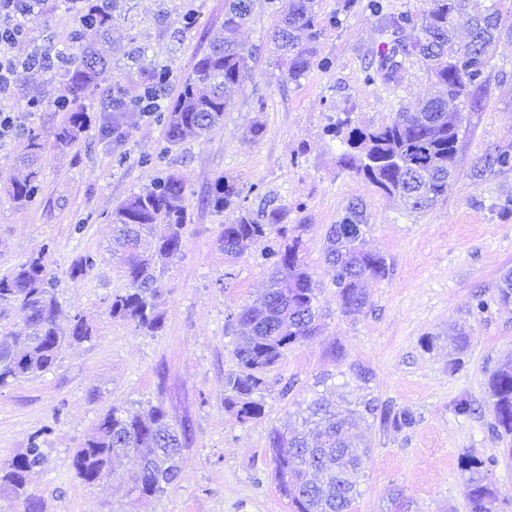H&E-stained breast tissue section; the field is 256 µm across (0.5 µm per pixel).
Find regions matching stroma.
I'll list each match as a JSON object with an SVG mask.
<instances>
[{"label": "stroma", "mask_w": 512, "mask_h": 512, "mask_svg": "<svg viewBox=\"0 0 512 512\" xmlns=\"http://www.w3.org/2000/svg\"><path fill=\"white\" fill-rule=\"evenodd\" d=\"M252 3L253 21L241 39L257 54L223 125L174 148L162 165L143 162L157 152L162 124L127 113L129 134L114 145L99 131L103 99L126 84L133 73L126 53L140 45L169 69L163 97L172 100L196 56L222 35L224 0H117L112 61L88 106L92 123L69 153L44 156L42 189L31 202L7 193L23 174L24 135L32 128L50 133L63 115L48 105L28 111L27 100L57 97L63 78L46 66L22 76L18 94L0 99L17 116L13 135L0 139V273L48 249L62 275L61 321L79 313L97 327L92 341L69 347L50 370L0 387V462L39 440L45 463L30 474L29 488L45 512H292L274 479L270 430L290 429L320 397L343 412L373 398L409 409L417 423L397 431L369 416L354 429L370 448L354 512H387L395 488L419 512H467L461 458L468 453L498 457L489 477L499 512H512V464L502 459L505 444L491 433L485 403L488 375L512 353V304L497 301L512 271V168L491 163L496 153L512 151V37H501L460 132V162L447 197L413 211L340 168V143L325 130L346 112L380 123L437 94L423 63H407L391 81L367 82L365 69L384 37L358 4L321 42L331 67L289 80L270 43L277 21L271 0ZM188 13L197 19L189 30ZM30 27V39L13 49L18 57L69 49L77 22L68 0H49ZM257 122L263 133L254 140L248 129ZM170 172L187 178L190 224L182 253L165 269L164 329L150 335L108 316L113 295L126 286L112 256L110 216L119 202ZM220 176L246 190V207L257 208L265 193L287 206L289 224L304 227L302 256L320 287L319 332L288 349L268 375L264 413L246 422L224 406V378L236 368L230 316L263 294L270 270L264 243L237 258L217 247L228 216L199 200ZM355 204L363 209L366 245L385 256L389 273L369 283V304L348 314L323 249L330 225ZM86 252L94 254L95 268L70 282L66 269ZM480 298L487 303L481 311ZM462 327L471 343L452 370L448 346ZM462 397L476 408L471 416L454 411ZM145 403L162 406L185 427L186 439L177 483L135 511L121 490L134 460L89 488L77 478L72 456L110 407Z\"/></svg>", "instance_id": "stroma-1"}]
</instances>
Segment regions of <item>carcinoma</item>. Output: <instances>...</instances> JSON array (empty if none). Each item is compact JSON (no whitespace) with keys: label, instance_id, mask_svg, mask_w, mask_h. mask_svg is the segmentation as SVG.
<instances>
[{"label":"carcinoma","instance_id":"obj_1","mask_svg":"<svg viewBox=\"0 0 512 512\" xmlns=\"http://www.w3.org/2000/svg\"><path fill=\"white\" fill-rule=\"evenodd\" d=\"M273 2L278 22L272 41L288 79L296 81L314 68L328 69L331 61L320 56V40L327 30L342 24V15L355 0H339L340 8L324 16L315 10L314 0ZM469 6L470 0H429L420 13H389L384 0H366L363 5L386 36L377 65L365 71V79L389 81L397 70L417 59L442 95L403 107L377 125L355 123L348 117L337 121L333 134L344 146L337 164L383 195L400 198L413 210L429 206L447 192L448 176L457 171L459 130L466 120V107L472 106V91L482 87L497 41L512 33L501 4L494 0L483 9H474L467 36L459 39L455 18ZM113 12L112 7H98V0H86L74 46L58 57L65 83L62 94L50 105L64 117L48 136L34 129L27 132L21 155L27 173L8 188L13 199L36 198L41 190V159L48 152H67L89 127L91 116L85 100L95 90L99 71L112 53ZM250 15V0H224V37L196 60L191 73L182 79L174 102L160 112L165 137L155 160L165 159L173 147L187 140L206 137L224 121L254 55L239 40ZM407 28H418L430 39L407 42L402 38ZM139 72L142 82L121 89L108 102L112 122L102 125L101 133L117 144L127 136L121 122L123 113L143 110V99L170 80L164 69L142 65ZM186 189L185 177L173 173L153 187L131 194L113 209L112 232L121 251L126 288L112 297L111 319L152 334L162 331L161 266L185 246ZM241 195L235 183L220 176L201 203L222 211L231 207L236 212L230 223L220 225L216 238L225 255L237 258L256 242H269L264 256L272 268L270 286L235 316L240 329L233 350L237 370L224 381V405L247 421L263 413L267 373L281 362L288 348L315 334L317 285L300 254L301 236L285 237L283 223L288 220V210L270 197L254 212L240 204ZM145 234L156 240L151 254L140 251ZM364 234L363 214L356 206L348 208L326 234L324 260L333 271L339 303L348 313L359 312L369 303L366 281L382 280L388 273L387 259L365 248ZM95 265L93 254H81L72 260L66 275L78 282ZM58 285V273L42 251L0 275V387L49 370L65 348L92 337L93 326L86 316L76 314L66 324L58 320ZM15 307L26 317L22 327L13 330L2 321ZM469 339L465 332L457 337L448 352L451 369L460 365ZM486 392L491 432L505 440L512 436L511 354L489 375ZM363 407L384 425L403 429L416 424L409 410L373 399L365 400ZM362 413L342 417L316 401L302 428L289 434L271 432L269 446L277 487L294 512H352L368 449L352 441L348 429ZM185 437L186 430L177 428L159 405L134 411L113 406L75 449L72 467L92 488L112 474L121 458L139 456V468L128 476L122 497L143 504L178 480ZM43 462L44 452L35 436L25 451L0 463V499L10 512H44L42 500L27 489L29 473ZM496 464L494 457H462L469 512H497L489 481Z\"/></svg>","mask_w":512,"mask_h":512}]
</instances>
